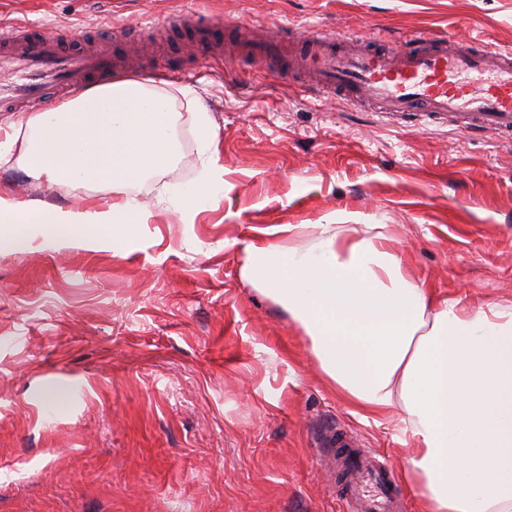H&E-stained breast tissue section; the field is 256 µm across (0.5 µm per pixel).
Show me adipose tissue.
<instances>
[{
    "label": "adipose tissue",
    "mask_w": 512,
    "mask_h": 512,
    "mask_svg": "<svg viewBox=\"0 0 512 512\" xmlns=\"http://www.w3.org/2000/svg\"><path fill=\"white\" fill-rule=\"evenodd\" d=\"M19 124L32 131L37 176L104 182L113 199L64 210L0 196V245L25 247L33 224L56 244L78 227L140 223L142 206L126 187L173 159L168 102L134 79ZM267 233L285 240L249 243L241 278L288 311L349 403L399 410L423 512H512V307L438 298L392 251L385 224H357L347 235L329 224Z\"/></svg>",
    "instance_id": "obj_1"
}]
</instances>
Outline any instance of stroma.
I'll return each instance as SVG.
<instances>
[{
    "instance_id": "obj_1",
    "label": "stroma",
    "mask_w": 512,
    "mask_h": 512,
    "mask_svg": "<svg viewBox=\"0 0 512 512\" xmlns=\"http://www.w3.org/2000/svg\"><path fill=\"white\" fill-rule=\"evenodd\" d=\"M196 12L225 23L223 57L170 27ZM15 21L76 47L104 29L124 77L167 97L176 152L127 189L141 223L0 248V512H339V436L378 454L421 512L395 412L368 415L329 384L287 311L240 278L244 248L277 224H386L437 296L512 307V142L301 94L306 77L252 61L239 29L512 51V0H0V23ZM196 102L223 184L186 213ZM17 120L0 112V195L111 201L103 183L35 177Z\"/></svg>"
}]
</instances>
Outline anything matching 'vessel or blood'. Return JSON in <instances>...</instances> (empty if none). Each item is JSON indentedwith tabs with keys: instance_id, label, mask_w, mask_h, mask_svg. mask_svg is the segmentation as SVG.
<instances>
[{
	"instance_id": "1",
	"label": "vessel or blood",
	"mask_w": 512,
	"mask_h": 512,
	"mask_svg": "<svg viewBox=\"0 0 512 512\" xmlns=\"http://www.w3.org/2000/svg\"><path fill=\"white\" fill-rule=\"evenodd\" d=\"M102 32L86 36L90 50L74 51L66 33L26 24L0 26V111L20 112L62 99L116 72L112 50L98 49ZM298 40L302 59L315 63L314 93H335L351 103L370 101L384 111L417 115L469 133L494 132L512 141V53L476 38L431 33L398 38L387 50L364 40L318 32H280L255 46L256 56L277 62ZM345 512H401L390 470L366 452H351L341 470Z\"/></svg>"
}]
</instances>
